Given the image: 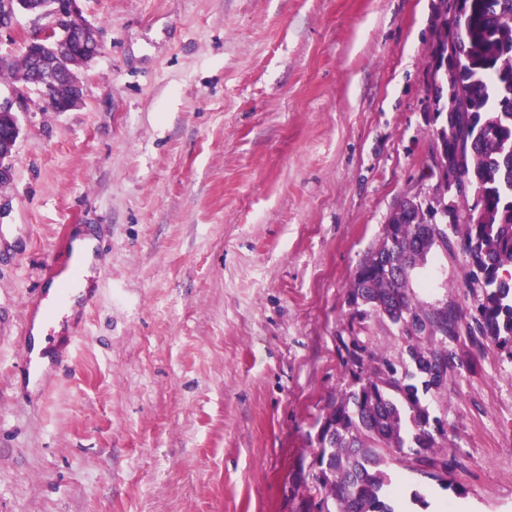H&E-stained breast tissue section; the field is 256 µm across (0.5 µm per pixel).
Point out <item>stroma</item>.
I'll list each match as a JSON object with an SVG mask.
<instances>
[{"label": "stroma", "instance_id": "stroma-1", "mask_svg": "<svg viewBox=\"0 0 512 512\" xmlns=\"http://www.w3.org/2000/svg\"><path fill=\"white\" fill-rule=\"evenodd\" d=\"M437 0H83L81 104L32 94L0 185V512H293L347 386V291L398 200L432 197ZM93 300L18 372L27 303L78 229ZM459 249L418 299L467 309ZM83 334L72 339L73 323ZM449 488L512 512V361L460 336ZM97 239L92 232L80 234L74 241L73 261L76 265L89 270L98 263L97 259Z\"/></svg>", "mask_w": 512, "mask_h": 512}]
</instances>
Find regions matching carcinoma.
I'll list each match as a JSON object with an SVG mask.
<instances>
[{
    "label": "carcinoma",
    "mask_w": 512,
    "mask_h": 512,
    "mask_svg": "<svg viewBox=\"0 0 512 512\" xmlns=\"http://www.w3.org/2000/svg\"><path fill=\"white\" fill-rule=\"evenodd\" d=\"M432 57L456 40L451 83L432 87L435 99L459 86L463 98L439 111L445 154L431 168L435 225L386 224L359 262L347 295L346 335L336 339L348 387L317 420L318 450L311 486L299 512H398L390 465L415 461L421 475L448 488V376L463 314L416 301L421 271L462 247L469 268L464 287L474 297L468 336L490 341L512 362V0H438ZM483 203L480 219L448 224V169ZM372 320L397 330L392 355L366 336Z\"/></svg>",
    "instance_id": "cac0c4a2"
}]
</instances>
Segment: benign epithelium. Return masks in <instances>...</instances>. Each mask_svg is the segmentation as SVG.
I'll use <instances>...</instances> for the list:
<instances>
[{"label":"benign epithelium","mask_w":512,"mask_h":512,"mask_svg":"<svg viewBox=\"0 0 512 512\" xmlns=\"http://www.w3.org/2000/svg\"><path fill=\"white\" fill-rule=\"evenodd\" d=\"M82 0H0V31L14 29L17 18L25 15L29 27L22 42L21 54L30 60L31 76L0 92V123L7 127L9 143L0 150V182L11 177L13 148L20 133L19 115L27 106L32 92H42L58 82L70 88L59 102L50 101L46 110L69 112L82 101V85L77 72L70 68L64 47H81L83 64L97 56L101 41L97 28L84 16Z\"/></svg>","instance_id":"benign-epithelium-1"}]
</instances>
